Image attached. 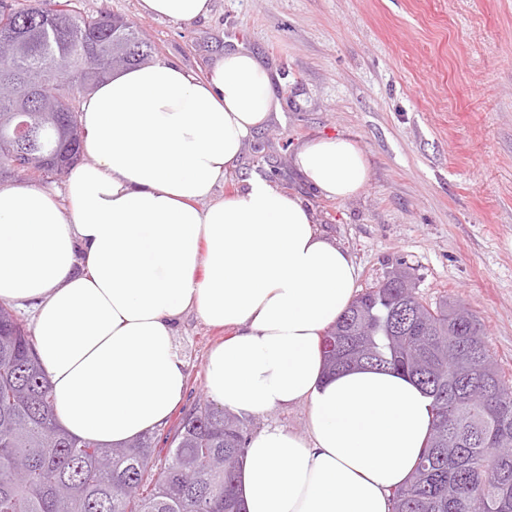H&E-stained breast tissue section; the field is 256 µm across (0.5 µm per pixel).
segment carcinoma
Here are the masks:
<instances>
[{"instance_id": "obj_1", "label": "carcinoma", "mask_w": 512, "mask_h": 512, "mask_svg": "<svg viewBox=\"0 0 512 512\" xmlns=\"http://www.w3.org/2000/svg\"><path fill=\"white\" fill-rule=\"evenodd\" d=\"M77 0H0V179L26 172L60 179L82 160L74 93L58 70L81 59L82 89L141 65L155 45L109 11L84 15ZM29 83L49 93L27 98ZM36 125L29 148L13 139L19 110ZM360 293L329 328L327 375L353 366L394 369L431 399L428 446L393 512H512V385L465 305L418 296L411 273ZM51 384L26 324L0 303V512H242L236 477L246 426L209 401L174 432L165 461L155 438L101 448L56 420Z\"/></svg>"}]
</instances>
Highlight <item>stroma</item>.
<instances>
[{"instance_id":"obj_1","label":"stroma","mask_w":512,"mask_h":512,"mask_svg":"<svg viewBox=\"0 0 512 512\" xmlns=\"http://www.w3.org/2000/svg\"><path fill=\"white\" fill-rule=\"evenodd\" d=\"M143 28L154 59L206 74L236 46L278 75L280 111L246 142L217 196L251 175L302 197L317 229L347 249L358 290L409 267L419 296L453 297L486 332L512 380V0H213L210 17L140 16L138 0H79ZM344 136L364 151L368 181L339 201L318 195L293 158L304 143ZM184 314L174 343L182 402L158 427L156 453L196 404L209 401L204 365L227 338ZM307 403L247 420L308 436Z\"/></svg>"}]
</instances>
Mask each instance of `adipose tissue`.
Listing matches in <instances>:
<instances>
[{
    "mask_svg": "<svg viewBox=\"0 0 512 512\" xmlns=\"http://www.w3.org/2000/svg\"><path fill=\"white\" fill-rule=\"evenodd\" d=\"M138 12L192 22L212 0H139ZM271 86L242 49L203 76L157 61L101 81L82 102L87 160L64 197L0 188V301L33 308L36 353L71 435L109 447L168 420L186 386L175 325L191 310L230 331L206 359L215 403L244 419L310 405L308 437L269 426L249 436L244 512H392L429 436L430 400L390 370L323 378L321 337L356 295L352 256L268 178L214 195L278 109ZM294 165L329 199L368 180L362 149L343 136L306 143Z\"/></svg>",
    "mask_w": 512,
    "mask_h": 512,
    "instance_id": "adipose-tissue-1",
    "label": "adipose tissue"
}]
</instances>
